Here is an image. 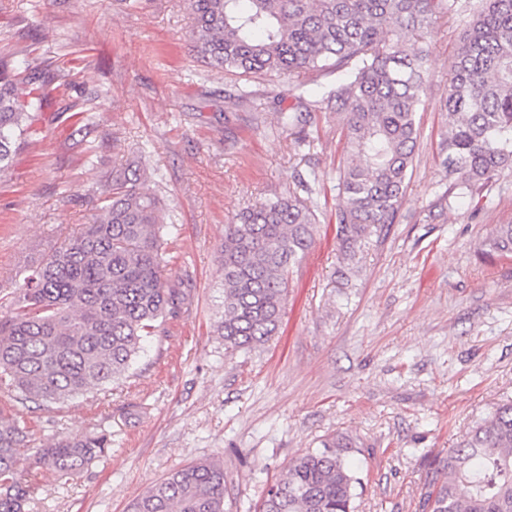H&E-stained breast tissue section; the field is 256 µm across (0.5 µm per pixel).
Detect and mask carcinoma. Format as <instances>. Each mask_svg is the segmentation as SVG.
Listing matches in <instances>:
<instances>
[{"label": "carcinoma", "instance_id": "cac0c4a2", "mask_svg": "<svg viewBox=\"0 0 512 512\" xmlns=\"http://www.w3.org/2000/svg\"><path fill=\"white\" fill-rule=\"evenodd\" d=\"M197 55L217 68L260 79L336 75L322 101L343 115L346 158L338 168L336 240L353 260L366 240L398 218L418 148L416 115L429 79L421 46L450 0H189ZM37 85L18 91L0 63V175L42 111ZM443 107L453 124L439 144L445 177L473 190L512 168V0H480L452 66ZM277 124L309 140L317 105L298 96ZM246 210L224 225L226 349L266 344L281 321L291 269L306 256L318 224L315 182ZM163 208L137 170L112 178L93 223L61 249L24 269L9 314H0V375L24 398L56 404L102 391L124 376L144 343L159 340L183 296L165 286ZM487 257L512 255V224L484 241ZM16 415L0 413V512H26L32 486L24 462L78 474L111 447L102 430L49 448ZM338 433L295 459L265 492L260 512H354L360 478ZM422 512H512V402L498 405L448 456ZM129 512H224V465L201 461L171 472Z\"/></svg>", "mask_w": 512, "mask_h": 512}]
</instances>
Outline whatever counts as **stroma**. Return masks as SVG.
<instances>
[{
	"label": "stroma",
	"instance_id": "35a3bbf8",
	"mask_svg": "<svg viewBox=\"0 0 512 512\" xmlns=\"http://www.w3.org/2000/svg\"><path fill=\"white\" fill-rule=\"evenodd\" d=\"M468 0L433 24L416 169L397 223L344 260L336 241L341 117L321 113L310 141L278 130L298 95L287 76L253 81L198 58L187 0H0V62L21 89L50 96L0 176V304L25 264L91 223L116 170H140L161 199L165 276L187 291L162 341L146 344L109 391L49 407L0 381V412L19 413L38 444L107 430L109 451L71 476L28 467V512H127L174 470L223 463L225 512H258L289 463L337 433L357 445L356 512H420L431 461L447 456L497 405L512 401V258L483 240L512 224V170L442 201L440 107ZM316 173L318 233L289 276L276 336L229 352L221 247L241 210Z\"/></svg>",
	"mask_w": 512,
	"mask_h": 512
}]
</instances>
